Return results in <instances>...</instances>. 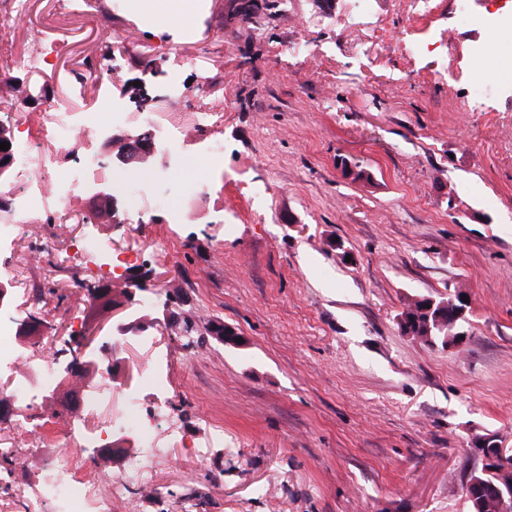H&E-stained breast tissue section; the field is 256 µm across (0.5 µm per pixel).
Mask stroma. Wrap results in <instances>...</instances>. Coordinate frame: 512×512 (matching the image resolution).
Instances as JSON below:
<instances>
[{
	"instance_id": "obj_1",
	"label": "stroma",
	"mask_w": 512,
	"mask_h": 512,
	"mask_svg": "<svg viewBox=\"0 0 512 512\" xmlns=\"http://www.w3.org/2000/svg\"><path fill=\"white\" fill-rule=\"evenodd\" d=\"M412 0H276L245 22L232 0H196L192 26L146 25L128 0H98L72 17L57 71L100 55L118 84L76 88L18 65L0 98L27 86L29 128L41 137L47 102L96 112L116 101L125 132L187 131L179 158L158 149L129 171L143 197L128 221L31 224L0 261L44 283L40 336L18 351L53 358L50 384L0 373V428L37 424L38 455L0 462V493L36 486L58 458L76 479L106 486L125 455H66L57 413L69 399L67 353L46 346L97 331L107 347L83 391L111 376L87 430L130 400L155 406L180 433L152 489L113 499L112 512H469L462 493L479 461L475 436L512 448V91L500 89L512 43L461 23L453 0L430 20ZM57 0H26L16 54L50 41ZM429 37L412 55L409 41ZM488 48L484 103L472 97L468 56ZM202 87L172 106V76ZM224 167L208 166L212 143ZM111 238L152 288L131 307L120 293L89 298L97 266L49 275L54 251ZM460 285L470 306L462 347L401 333L407 299ZM132 324L112 340L115 322ZM241 342L215 339L209 323ZM193 334H186V327ZM163 362L167 394L144 386Z\"/></svg>"
}]
</instances>
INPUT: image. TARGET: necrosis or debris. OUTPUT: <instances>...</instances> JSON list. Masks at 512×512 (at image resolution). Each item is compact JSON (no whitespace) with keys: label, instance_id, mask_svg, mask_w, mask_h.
<instances>
[{"label":"necrosis or debris","instance_id":"necrosis-or-debris-1","mask_svg":"<svg viewBox=\"0 0 512 512\" xmlns=\"http://www.w3.org/2000/svg\"><path fill=\"white\" fill-rule=\"evenodd\" d=\"M119 113L102 118L95 112L84 113L81 120L71 114L54 112L50 115L45 142L24 143L15 152L12 178L0 187V195L8 197L13 205L14 218L0 217V244L15 242L21 238V229L26 224H85L88 216L74 212L68 203L70 195L82 182L81 176L94 172L96 164L92 156L83 152L86 138L108 132L109 122L119 121ZM63 149L81 156L82 167L78 174L65 179L51 177L50 169L54 151ZM53 192L55 204L50 211L36 207L37 198ZM117 252L111 240H96L91 248L57 250L54 267L59 272H70L92 262H107L116 259ZM14 321L0 316V369L12 371L15 377H42L50 365L46 361L22 356L13 344ZM157 417L145 413L141 403L131 402L120 421H108L100 425L102 433H111L114 428L134 430L143 445L141 459L133 467L111 474V495H103L98 488L77 481L64 466L46 472L38 493H31L22 486L13 487L10 496L19 512H39L42 502L50 501L56 512H112L113 497L122 495L128 488L150 489L152 468L162 451L153 441Z\"/></svg>","mask_w":512,"mask_h":512}]
</instances>
